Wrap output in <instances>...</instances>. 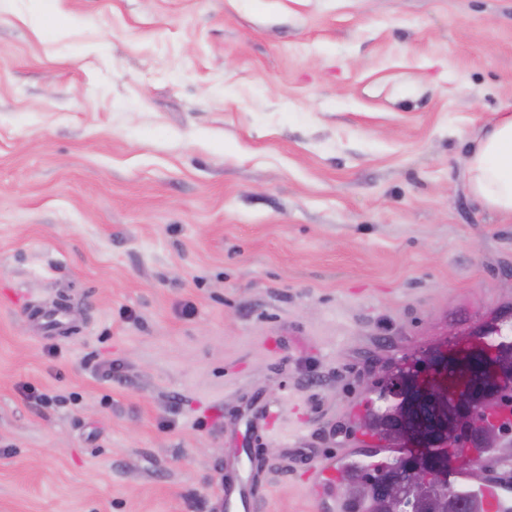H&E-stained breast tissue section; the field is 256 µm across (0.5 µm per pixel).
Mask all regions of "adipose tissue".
I'll return each mask as SVG.
<instances>
[{
  "instance_id": "1",
  "label": "adipose tissue",
  "mask_w": 512,
  "mask_h": 512,
  "mask_svg": "<svg viewBox=\"0 0 512 512\" xmlns=\"http://www.w3.org/2000/svg\"><path fill=\"white\" fill-rule=\"evenodd\" d=\"M464 175L481 205L512 217V113H499L477 129L464 159Z\"/></svg>"
}]
</instances>
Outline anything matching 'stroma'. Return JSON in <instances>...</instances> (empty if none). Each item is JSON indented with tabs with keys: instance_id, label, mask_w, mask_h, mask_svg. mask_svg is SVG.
<instances>
[{
	"instance_id": "obj_1",
	"label": "stroma",
	"mask_w": 512,
	"mask_h": 512,
	"mask_svg": "<svg viewBox=\"0 0 512 512\" xmlns=\"http://www.w3.org/2000/svg\"><path fill=\"white\" fill-rule=\"evenodd\" d=\"M511 110L512 0H12L0 512H216L256 448L257 512H336L392 373L512 338L462 171Z\"/></svg>"
}]
</instances>
